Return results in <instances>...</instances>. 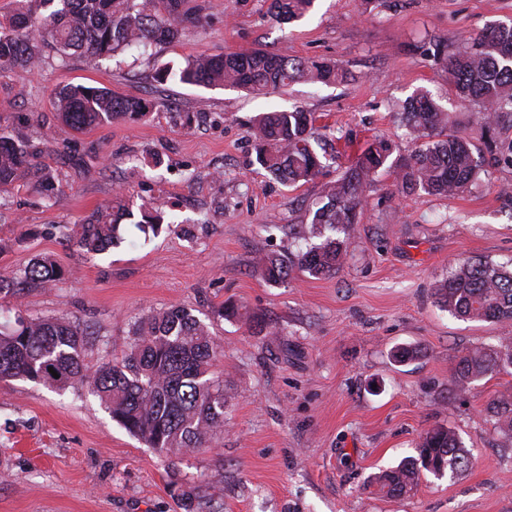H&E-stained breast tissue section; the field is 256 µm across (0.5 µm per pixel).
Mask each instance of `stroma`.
I'll list each match as a JSON object with an SVG mask.
<instances>
[{"label":"stroma","instance_id":"1","mask_svg":"<svg viewBox=\"0 0 512 512\" xmlns=\"http://www.w3.org/2000/svg\"><path fill=\"white\" fill-rule=\"evenodd\" d=\"M205 2L204 20L180 40L127 49L119 63L81 54L63 67L0 72V128L30 140L60 197L47 204L28 180L0 186V271L42 253L65 272L22 300L0 297V311L80 319L93 367L122 361L135 318L190 310L210 323L222 352L214 371L224 381V431L196 451L161 455L84 383L58 391L0 380V512H182L178 489L202 512H512V446L485 410L492 398H512V374L463 386L454 377L458 356L512 327L455 318L434 295L463 259L512 264V117L496 132L501 158L470 191L404 193L386 173L364 185L335 275L296 271L270 285L255 265L263 253L306 249L289 227L309 224L324 184L367 143L411 148L398 111L414 91H429L456 129H470L475 114L456 101L433 46L457 51L512 20V0H315L285 24L272 20L270 0ZM258 48L331 59L353 79L263 95L154 79L195 55ZM64 83L167 105L77 133L57 117L54 91ZM295 105L315 113L339 156L292 188L258 169L250 127L260 113ZM121 187L132 207L164 204L172 230L147 235L122 220V242L92 259L55 234L54 225L111 211ZM229 302L267 330L218 317ZM405 346L419 354L402 363L395 352ZM438 426L456 433L468 468L424 471L409 495L382 496L377 476L416 456Z\"/></svg>","mask_w":512,"mask_h":512}]
</instances>
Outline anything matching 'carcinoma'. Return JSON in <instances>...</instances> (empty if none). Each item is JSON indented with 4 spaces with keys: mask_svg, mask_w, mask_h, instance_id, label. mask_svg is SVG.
Masks as SVG:
<instances>
[{
    "mask_svg": "<svg viewBox=\"0 0 512 512\" xmlns=\"http://www.w3.org/2000/svg\"><path fill=\"white\" fill-rule=\"evenodd\" d=\"M15 10L0 19V71L42 66L46 51L64 66L75 53L111 60L125 48H147L179 40L188 26L199 22V8L185 0H38L44 12L32 10L31 0H16ZM314 0H273V16L290 23L305 16ZM434 57L448 75L457 99L477 105L475 132L449 126L448 111L433 96L416 93L402 107V121L414 140L428 139L407 154L377 139L367 145L334 182L326 185L323 205L312 213L307 238L313 244L285 257L267 254L258 267L272 284L283 282L295 269L312 277L336 273L352 244L350 229L362 203L363 185L383 169L395 176L404 192L431 195L463 193L480 179L481 141L497 149L495 129L505 115L512 117V22L490 25L472 45L448 53L436 47ZM350 72L331 61L288 58L265 49L248 53L226 50L200 55L179 66L166 65L156 79L189 86L244 89L265 94L306 80L326 86L348 81ZM59 120L75 131L108 122L120 115H145L164 100L123 97L106 88L66 84L56 93ZM314 113L299 107L260 115L253 127L255 163L288 186L314 181L326 167L313 141ZM30 176L57 202L51 170L34 162L28 141L0 128V185ZM164 224L160 205L141 206L138 225L159 233ZM60 237L80 254L93 258L119 238L111 214L98 212L83 224L56 226ZM63 271L48 254H39L21 269L0 272V296L20 299L32 287L54 285ZM438 303L450 314L512 325V268L467 259L436 288ZM128 353L119 363H85L88 333L78 320L64 317H18L0 323V380L22 378L52 388L80 381L90 388L128 433L160 452H193L224 430V387L211 371L218 352L210 324L181 307L153 311L131 325ZM512 368V338L497 345L475 347L459 358L455 378L461 385L494 377ZM57 375H52V372ZM488 410L497 429L512 443V401L494 399ZM468 459L455 433L438 427L425 433L419 457L384 471L376 479L387 497H401L417 486L420 470L441 475L460 470Z\"/></svg>",
    "mask_w": 512,
    "mask_h": 512,
    "instance_id": "obj_1",
    "label": "carcinoma"
}]
</instances>
